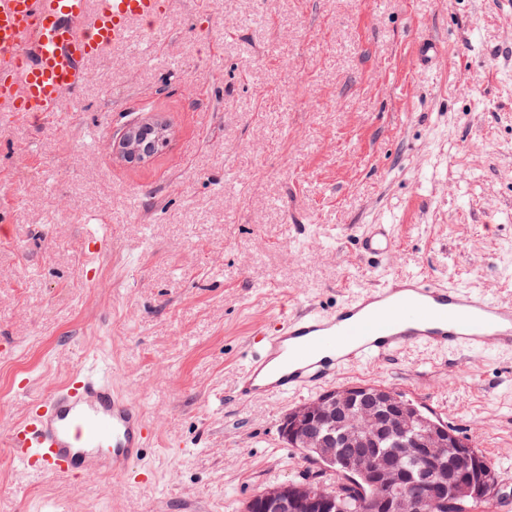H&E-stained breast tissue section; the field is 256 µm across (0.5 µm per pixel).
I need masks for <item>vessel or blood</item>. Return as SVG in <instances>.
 <instances>
[{"mask_svg":"<svg viewBox=\"0 0 512 512\" xmlns=\"http://www.w3.org/2000/svg\"><path fill=\"white\" fill-rule=\"evenodd\" d=\"M172 11V0H0V124L50 120L61 90L78 93L89 62L108 57ZM393 246L387 225L361 238L382 258ZM512 350V304L464 292L429 277L391 280L322 313H289L277 329L256 332L234 396L242 401L302 394L333 382L349 363L379 361L409 346ZM152 429L141 407L112 386L108 368L71 369L48 394L28 401L22 420L0 433V447L31 474L60 482L104 475L152 479L143 466Z\"/></svg>","mask_w":512,"mask_h":512,"instance_id":"obj_1","label":"vessel or blood"}]
</instances>
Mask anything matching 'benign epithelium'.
<instances>
[{"label":"benign epithelium","instance_id":"obj_1","mask_svg":"<svg viewBox=\"0 0 512 512\" xmlns=\"http://www.w3.org/2000/svg\"><path fill=\"white\" fill-rule=\"evenodd\" d=\"M282 439L304 448L320 469L338 463L343 475L376 489L374 512H442L448 501H487L498 476L457 430L382 384H357L323 393L289 411ZM399 440L396 455L382 451ZM254 512H342L336 486L315 478L265 488Z\"/></svg>","mask_w":512,"mask_h":512}]
</instances>
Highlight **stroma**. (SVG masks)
I'll return each mask as SVG.
<instances>
[{
	"instance_id": "obj_1",
	"label": "stroma",
	"mask_w": 512,
	"mask_h": 512,
	"mask_svg": "<svg viewBox=\"0 0 512 512\" xmlns=\"http://www.w3.org/2000/svg\"><path fill=\"white\" fill-rule=\"evenodd\" d=\"M88 72L59 126L0 130V432L19 383L38 397L91 355L142 407L155 475L0 460V512H244L310 467L279 424L313 393L233 395L256 329L418 274L512 302V0H175ZM150 115L168 145L124 162L115 138ZM372 224L395 241L379 263L356 246ZM363 382L512 473V350L410 347L333 385Z\"/></svg>"
}]
</instances>
